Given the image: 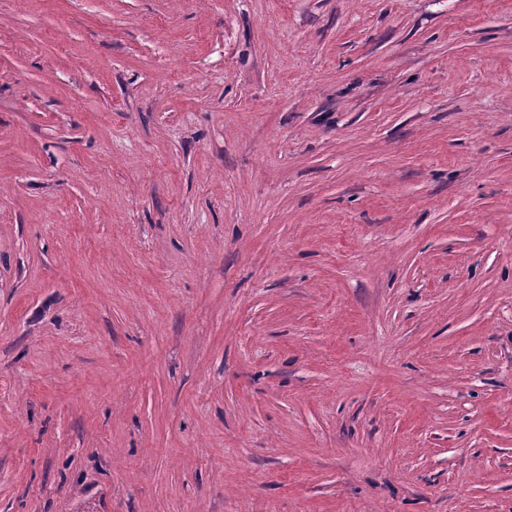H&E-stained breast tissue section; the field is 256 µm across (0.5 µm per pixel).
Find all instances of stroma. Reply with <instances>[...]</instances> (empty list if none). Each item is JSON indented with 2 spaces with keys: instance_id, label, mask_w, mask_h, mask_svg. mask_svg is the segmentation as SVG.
I'll return each instance as SVG.
<instances>
[{
  "instance_id": "obj_1",
  "label": "stroma",
  "mask_w": 512,
  "mask_h": 512,
  "mask_svg": "<svg viewBox=\"0 0 512 512\" xmlns=\"http://www.w3.org/2000/svg\"><path fill=\"white\" fill-rule=\"evenodd\" d=\"M0 512H512V0H0Z\"/></svg>"
}]
</instances>
